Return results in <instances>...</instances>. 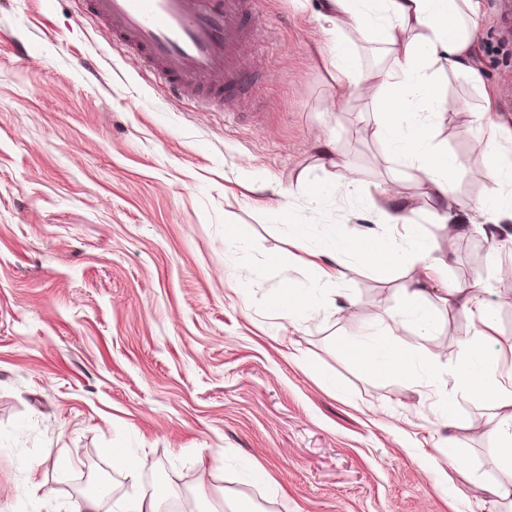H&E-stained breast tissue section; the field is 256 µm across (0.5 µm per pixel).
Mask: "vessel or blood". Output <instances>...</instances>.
Segmentation results:
<instances>
[{"label":"vessel or blood","mask_w":512,"mask_h":512,"mask_svg":"<svg viewBox=\"0 0 512 512\" xmlns=\"http://www.w3.org/2000/svg\"><path fill=\"white\" fill-rule=\"evenodd\" d=\"M107 34L138 56L178 97L230 104L255 76L246 56L260 25L257 0H87Z\"/></svg>","instance_id":"1"}]
</instances>
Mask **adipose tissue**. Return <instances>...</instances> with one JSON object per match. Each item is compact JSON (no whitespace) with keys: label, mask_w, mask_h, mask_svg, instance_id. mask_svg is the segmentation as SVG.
Masks as SVG:
<instances>
[{"label":"adipose tissue","mask_w":512,"mask_h":512,"mask_svg":"<svg viewBox=\"0 0 512 512\" xmlns=\"http://www.w3.org/2000/svg\"><path fill=\"white\" fill-rule=\"evenodd\" d=\"M481 15V0H323L319 13L334 37L330 76L338 96L357 93L372 102L375 135L396 161L423 175L435 217L440 223L453 225L459 238L473 231L463 219L467 213L489 215L497 223L512 221V132H505L500 123L492 121L494 101L473 64V35ZM350 31L375 36L391 46L395 67L374 77L366 75L345 40ZM438 70L464 78L480 90L483 103L474 121L487 128L480 145L490 190L455 209L449 207L448 199L453 193L452 174L460 162L435 144L431 123L432 116L445 108V98L432 81ZM292 233L311 258L312 278L307 287L285 289L279 297L277 306L288 318L315 310L319 290L331 286L334 278L333 272L318 262L306 225H293ZM326 254L336 264L350 258L376 270L419 268L420 279L401 290L397 316L401 322L413 323L422 341L436 324L425 285L443 282V303L448 309L467 313L474 328L472 336L459 343L456 362L448 371L452 388L442 408L454 434L448 439L446 453L455 457L458 435L474 427L472 419L456 410L455 397L462 392L476 406L493 409L484 434L498 450V468L512 475V366L503 364L512 355V343L499 340L495 312L475 289L447 281L445 272L451 254H437L426 238L415 234L399 241L375 235L350 239L334 224L329 227ZM344 347L369 367L371 379L380 380L396 372L410 378L415 375L418 347L401 349L387 336L348 339Z\"/></svg>","instance_id":"obj_1"}]
</instances>
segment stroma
Wrapping results in <instances>:
<instances>
[{"mask_svg":"<svg viewBox=\"0 0 512 512\" xmlns=\"http://www.w3.org/2000/svg\"><path fill=\"white\" fill-rule=\"evenodd\" d=\"M476 64L512 128V44L502 0H483ZM321 0H260L266 41L247 55L266 81L224 112L176 98L82 0H0V512H77L83 479L106 475L97 512L132 488L198 512H512L487 484H512L481 427L492 417L460 398L476 427L458 462L441 404L447 383L371 381L341 351L347 338L392 333L420 344L418 373L447 374L473 332L463 311L436 306L418 341L394 326L405 281L347 263L317 310L281 318L274 300L306 280L289 223L348 235H398L378 183L399 176L422 233L442 243L416 171L396 173L374 135L369 102L333 110V38ZM468 111L433 120L436 142L461 166L459 200L489 182L464 79L441 81ZM335 145L362 188L312 201L305 182L329 178ZM242 224L246 243L226 242ZM448 276L481 283L512 340V246L476 231L461 238ZM122 448L139 484L112 465Z\"/></svg>","mask_w":512,"mask_h":512,"instance_id":"35a3bbf8","label":"stroma"}]
</instances>
